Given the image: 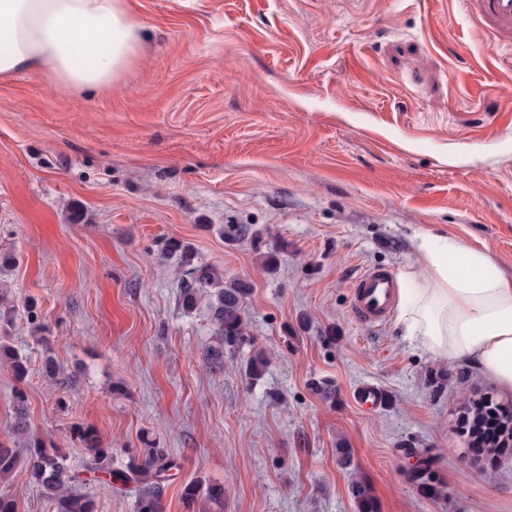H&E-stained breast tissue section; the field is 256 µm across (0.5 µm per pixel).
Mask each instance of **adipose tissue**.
Listing matches in <instances>:
<instances>
[{"mask_svg": "<svg viewBox=\"0 0 512 512\" xmlns=\"http://www.w3.org/2000/svg\"><path fill=\"white\" fill-rule=\"evenodd\" d=\"M127 0H0V78L42 69L64 93L111 86L136 59ZM424 271L397 275V322L416 347L512 387V279L484 253L423 235Z\"/></svg>", "mask_w": 512, "mask_h": 512, "instance_id": "adipose-tissue-1", "label": "adipose tissue"}]
</instances>
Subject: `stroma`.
<instances>
[{"instance_id":"1","label":"stroma","mask_w":512,"mask_h":512,"mask_svg":"<svg viewBox=\"0 0 512 512\" xmlns=\"http://www.w3.org/2000/svg\"><path fill=\"white\" fill-rule=\"evenodd\" d=\"M127 2L140 50L112 88L0 79V250L17 257L0 341L29 368L20 381L0 364V447L22 459L0 494L49 512L28 442L81 473L82 426L114 467L147 441L180 462L161 512H359L355 478L375 512H512V455L474 460L462 408L471 394L512 406V388L413 347L395 316L352 311L365 270H422V233L512 276V50L459 0ZM76 204L86 223H68ZM170 239L250 288L246 342L222 368L204 357L206 302L185 310L162 255ZM257 348L274 357L255 382ZM366 385L380 408L357 405ZM424 454L434 494L409 480ZM190 483L223 484V502H186Z\"/></svg>"}]
</instances>
